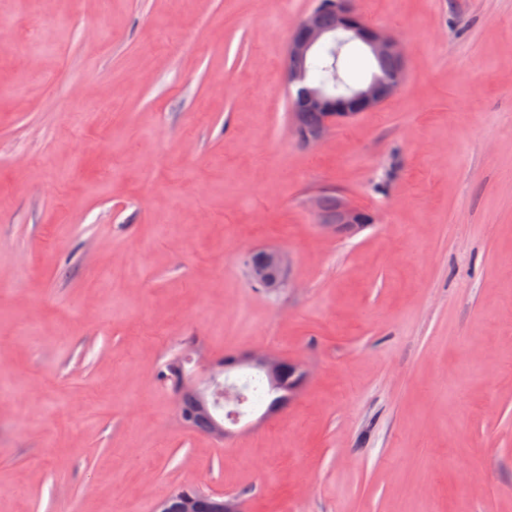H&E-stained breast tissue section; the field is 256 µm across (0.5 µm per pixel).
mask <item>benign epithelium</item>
<instances>
[{
    "label": "benign epithelium",
    "mask_w": 512,
    "mask_h": 512,
    "mask_svg": "<svg viewBox=\"0 0 512 512\" xmlns=\"http://www.w3.org/2000/svg\"><path fill=\"white\" fill-rule=\"evenodd\" d=\"M336 15V22H323V12ZM366 47L373 58L393 59L398 66L372 77L368 83L341 90L321 85L310 78V63L321 51L340 48L351 42ZM407 53L400 39L392 33L367 23L359 12L356 0H334L308 12L296 25L288 38L283 59L287 88L291 103V129L306 146L320 144L333 128L355 119L360 114L383 105L401 87L405 79ZM313 112L319 122L313 127L304 124V117ZM374 217L363 209L350 204L342 197L336 199L335 217L322 220L321 230L327 235L345 231L358 234ZM289 268L288 257L273 248L254 252L248 262V276L254 286L277 290L290 283L285 272ZM241 366L263 369L270 386H280L283 373L298 375L297 381L288 387V400L298 397L308 374L301 366L266 350H251L244 355L224 360V370ZM191 405H178L181 423L194 431L204 432L220 439L231 434L208 410L205 393L192 390ZM156 512H242L241 503L235 496L209 492L192 497L188 493L172 494L163 500Z\"/></svg>",
    "instance_id": "obj_1"
}]
</instances>
